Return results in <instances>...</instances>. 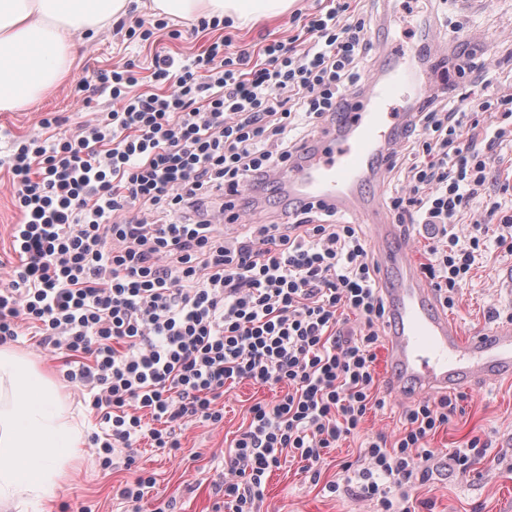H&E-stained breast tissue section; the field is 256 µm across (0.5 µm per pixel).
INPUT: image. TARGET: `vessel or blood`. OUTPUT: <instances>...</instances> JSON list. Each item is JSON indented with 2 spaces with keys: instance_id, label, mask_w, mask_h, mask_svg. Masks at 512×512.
<instances>
[{
  "instance_id": "obj_1",
  "label": "vessel or blood",
  "mask_w": 512,
  "mask_h": 512,
  "mask_svg": "<svg viewBox=\"0 0 512 512\" xmlns=\"http://www.w3.org/2000/svg\"><path fill=\"white\" fill-rule=\"evenodd\" d=\"M418 41L407 53L373 38L375 63L360 90L272 175L285 198L276 208L280 222L288 221L292 204L304 202L324 204L367 227L386 299L388 377L394 394L405 399L512 376V322L464 334L409 261V242L383 203L389 160L415 107L434 92L424 70L443 44L429 17L419 22Z\"/></svg>"
}]
</instances>
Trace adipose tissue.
<instances>
[{
    "mask_svg": "<svg viewBox=\"0 0 512 512\" xmlns=\"http://www.w3.org/2000/svg\"><path fill=\"white\" fill-rule=\"evenodd\" d=\"M131 0H0V110L30 104L68 74L74 32L97 35ZM291 0H151L153 10L244 24L286 11ZM85 442L57 385L0 347V505L50 499Z\"/></svg>",
    "mask_w": 512,
    "mask_h": 512,
    "instance_id": "obj_1",
    "label": "adipose tissue"
}]
</instances>
